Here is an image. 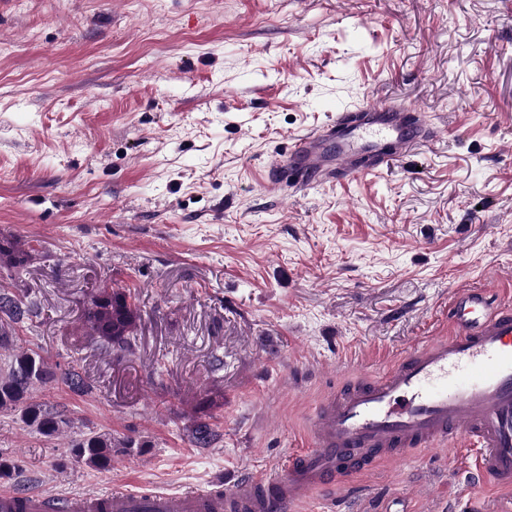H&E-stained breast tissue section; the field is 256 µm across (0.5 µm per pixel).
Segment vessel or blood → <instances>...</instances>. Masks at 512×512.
<instances>
[{"instance_id":"b4317fda","label":"vessel or blood","mask_w":512,"mask_h":512,"mask_svg":"<svg viewBox=\"0 0 512 512\" xmlns=\"http://www.w3.org/2000/svg\"><path fill=\"white\" fill-rule=\"evenodd\" d=\"M425 113L392 103L340 112L296 138L268 177L294 189L372 174L390 157L429 142ZM448 335L419 343L385 372L331 391L308 421V448L287 470L228 489L194 484L177 493H141L117 483L107 491L58 497L0 489V512H293L307 495L340 487L356 470L430 447L464 451L485 486L512 490V301L484 288L457 289Z\"/></svg>"}]
</instances>
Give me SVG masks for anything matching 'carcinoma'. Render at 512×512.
<instances>
[{"label": "carcinoma", "mask_w": 512, "mask_h": 512, "mask_svg": "<svg viewBox=\"0 0 512 512\" xmlns=\"http://www.w3.org/2000/svg\"><path fill=\"white\" fill-rule=\"evenodd\" d=\"M37 309L35 301H23L8 290L0 289V348L9 347L6 326L31 319ZM86 319L99 348L121 353H130L135 348L139 314L125 292L119 289L100 291L86 312ZM56 378L76 393H83L87 389L81 374L74 368L57 372L32 350L13 351L8 372L0 375V409H21L26 423L46 436L63 434L69 427V419L64 412L29 403L36 386ZM192 438L196 447L208 448L216 440L217 431L208 424H199L193 429ZM112 448L111 435L90 433L72 445V458L88 467L104 469L112 461Z\"/></svg>", "instance_id": "cac0c4a2"}]
</instances>
